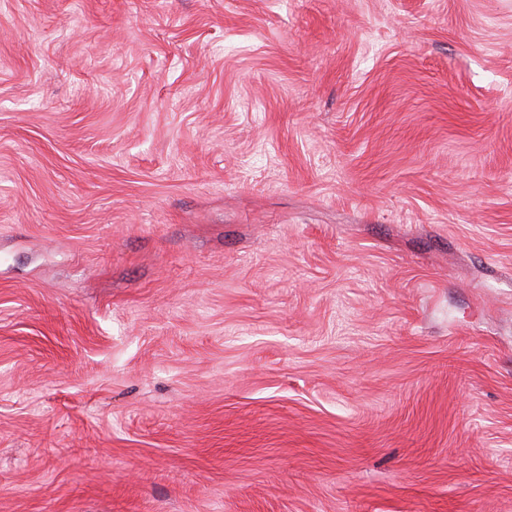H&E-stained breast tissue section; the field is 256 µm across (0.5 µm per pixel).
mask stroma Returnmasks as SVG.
Listing matches in <instances>:
<instances>
[{"mask_svg":"<svg viewBox=\"0 0 512 512\" xmlns=\"http://www.w3.org/2000/svg\"><path fill=\"white\" fill-rule=\"evenodd\" d=\"M0 512H512V0H0Z\"/></svg>","mask_w":512,"mask_h":512,"instance_id":"35a3bbf8","label":"stroma"}]
</instances>
